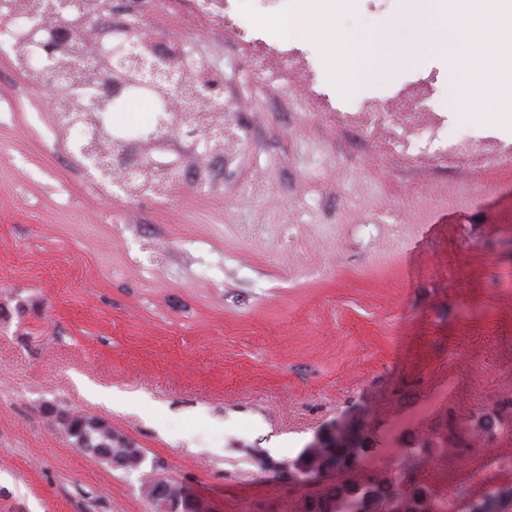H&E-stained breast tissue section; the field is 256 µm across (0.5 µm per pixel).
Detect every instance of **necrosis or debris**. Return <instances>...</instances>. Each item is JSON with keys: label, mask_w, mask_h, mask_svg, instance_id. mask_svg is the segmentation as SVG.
<instances>
[{"label": "necrosis or debris", "mask_w": 512, "mask_h": 512, "mask_svg": "<svg viewBox=\"0 0 512 512\" xmlns=\"http://www.w3.org/2000/svg\"><path fill=\"white\" fill-rule=\"evenodd\" d=\"M158 12L208 35L232 34L249 50L257 93L283 92L286 104L300 103L306 113L334 119L364 140L382 139L384 155L397 163L445 167L474 150L473 136L452 142L445 135L444 116L431 103L434 76L405 82L394 104L379 96L356 104L332 103L320 87L308 52L269 43L257 32L240 27L231 0H125L113 29L103 32L102 43L134 36V23Z\"/></svg>", "instance_id": "obj_1"}]
</instances>
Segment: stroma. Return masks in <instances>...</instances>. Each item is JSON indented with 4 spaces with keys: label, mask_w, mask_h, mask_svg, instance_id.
Listing matches in <instances>:
<instances>
[{
    "label": "stroma",
    "mask_w": 512,
    "mask_h": 512,
    "mask_svg": "<svg viewBox=\"0 0 512 512\" xmlns=\"http://www.w3.org/2000/svg\"><path fill=\"white\" fill-rule=\"evenodd\" d=\"M145 24L236 61L250 137L164 201L100 195L0 37V512H151L59 411L108 421L216 512H289L296 486L251 452L348 420L391 438L365 472L416 451L413 481L455 512H512V163L394 166L255 94L232 37ZM437 104L449 139L512 143ZM449 420L468 449L424 451Z\"/></svg>",
    "instance_id": "35a3bbf8"
}]
</instances>
